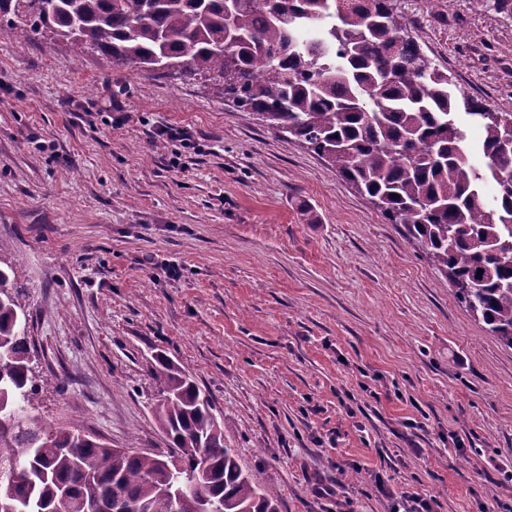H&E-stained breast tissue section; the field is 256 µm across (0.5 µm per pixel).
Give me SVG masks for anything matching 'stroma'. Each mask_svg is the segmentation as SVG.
Returning <instances> with one entry per match:
<instances>
[{"instance_id": "obj_1", "label": "stroma", "mask_w": 512, "mask_h": 512, "mask_svg": "<svg viewBox=\"0 0 512 512\" xmlns=\"http://www.w3.org/2000/svg\"><path fill=\"white\" fill-rule=\"evenodd\" d=\"M398 6L434 65L512 112L511 18ZM0 259L28 288L40 422L166 453L163 352L280 512H512V349L402 227L208 80L0 28Z\"/></svg>"}]
</instances>
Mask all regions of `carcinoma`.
<instances>
[{
	"instance_id": "1",
	"label": "carcinoma",
	"mask_w": 512,
	"mask_h": 512,
	"mask_svg": "<svg viewBox=\"0 0 512 512\" xmlns=\"http://www.w3.org/2000/svg\"><path fill=\"white\" fill-rule=\"evenodd\" d=\"M472 3L512 18V0ZM0 26L18 39L57 37L76 58L94 50L134 71L178 64L209 75L224 99L325 159L402 225L454 298L512 348V112L461 92L394 0H0ZM461 109L481 125V167L469 158ZM489 180L498 186L490 202ZM25 307L14 269L0 266V389L11 405L0 413V512L111 502L118 512H169L165 492L188 481L211 512H279L277 492L255 485L224 446L211 398L164 354L147 371L152 412L173 449L167 460L31 417Z\"/></svg>"
}]
</instances>
